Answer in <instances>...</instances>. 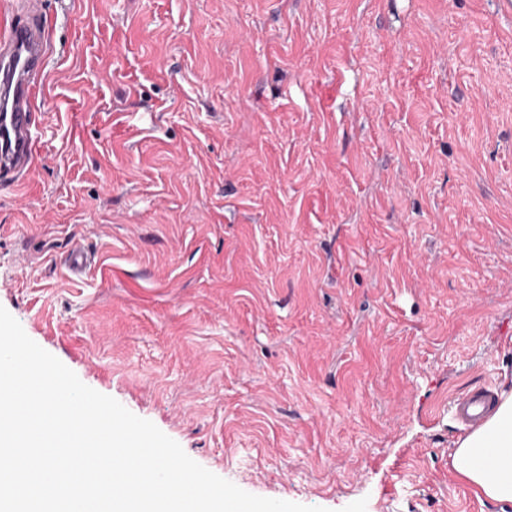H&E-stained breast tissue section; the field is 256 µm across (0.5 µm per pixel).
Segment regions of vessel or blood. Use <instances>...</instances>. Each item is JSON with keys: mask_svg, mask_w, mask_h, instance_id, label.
Masks as SVG:
<instances>
[{"mask_svg": "<svg viewBox=\"0 0 512 512\" xmlns=\"http://www.w3.org/2000/svg\"><path fill=\"white\" fill-rule=\"evenodd\" d=\"M47 33L39 15L30 22H15L8 11L0 12V173L26 178L42 149L36 134L37 117L46 105L40 77L46 56ZM489 389L462 393L451 405L469 429L482 425L496 405Z\"/></svg>", "mask_w": 512, "mask_h": 512, "instance_id": "1", "label": "vessel or blood"}]
</instances>
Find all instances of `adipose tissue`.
I'll list each match as a JSON object with an SVG mask.
<instances>
[{
  "label": "adipose tissue",
  "instance_id": "adipose-tissue-1",
  "mask_svg": "<svg viewBox=\"0 0 512 512\" xmlns=\"http://www.w3.org/2000/svg\"><path fill=\"white\" fill-rule=\"evenodd\" d=\"M452 465L476 495L512 502V388L501 392L496 411L481 427L458 439Z\"/></svg>",
  "mask_w": 512,
  "mask_h": 512
}]
</instances>
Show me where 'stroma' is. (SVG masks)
I'll list each match as a JSON object with an SVG mask.
<instances>
[{
	"instance_id": "obj_1",
	"label": "stroma",
	"mask_w": 512,
	"mask_h": 512,
	"mask_svg": "<svg viewBox=\"0 0 512 512\" xmlns=\"http://www.w3.org/2000/svg\"><path fill=\"white\" fill-rule=\"evenodd\" d=\"M41 9L43 152L0 176L26 334L248 493L512 512L451 464V398L512 382L499 0Z\"/></svg>"
}]
</instances>
